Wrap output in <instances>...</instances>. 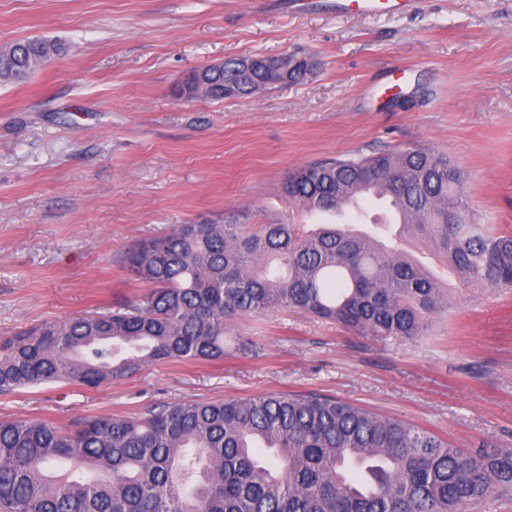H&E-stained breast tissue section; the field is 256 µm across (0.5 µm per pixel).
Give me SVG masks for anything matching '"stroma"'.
I'll list each match as a JSON object with an SVG mask.
<instances>
[{"mask_svg": "<svg viewBox=\"0 0 512 512\" xmlns=\"http://www.w3.org/2000/svg\"><path fill=\"white\" fill-rule=\"evenodd\" d=\"M64 45L0 85V337L103 311L141 290L124 256L173 225L289 213L292 168L421 143L465 171L471 207L512 229V0H415L405 15L336 0H0V46ZM297 54L299 84L179 98L192 69ZM415 339L360 336L299 311L236 319L260 353L156 363L89 389L0 393V421L66 427L183 400L318 393L475 452L512 447V290L457 288Z\"/></svg>", "mask_w": 512, "mask_h": 512, "instance_id": "stroma-1", "label": "stroma"}]
</instances>
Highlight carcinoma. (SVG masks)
Wrapping results in <instances>:
<instances>
[{
  "instance_id": "cac0c4a2",
  "label": "carcinoma",
  "mask_w": 512,
  "mask_h": 512,
  "mask_svg": "<svg viewBox=\"0 0 512 512\" xmlns=\"http://www.w3.org/2000/svg\"><path fill=\"white\" fill-rule=\"evenodd\" d=\"M63 47L44 39L0 46V84L18 83ZM229 59L184 79L224 99L267 85ZM462 171L426 145L305 164L281 190L309 214L343 215L391 194L403 237L422 243L463 288H512V232L468 204ZM353 224L311 231L265 224H178L131 247L145 286L112 311L0 338V392L69 382L87 388L155 362L217 361L232 322L285 307L371 336L413 338L448 307V292L411 254ZM512 491V449L472 455L359 405L274 393L187 400L72 428L0 421V512H468Z\"/></svg>"
}]
</instances>
